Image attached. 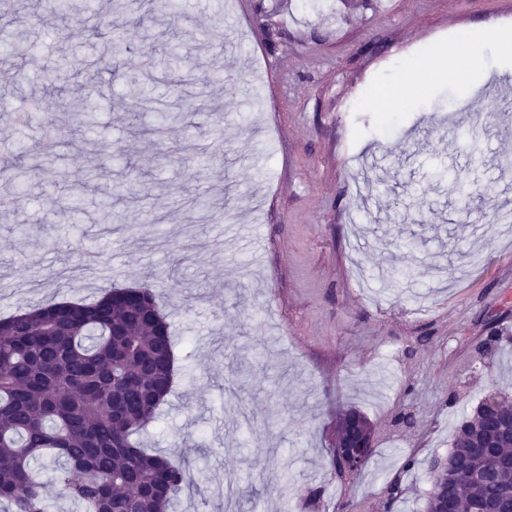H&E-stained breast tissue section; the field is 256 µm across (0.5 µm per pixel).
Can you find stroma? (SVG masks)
<instances>
[{
    "label": "stroma",
    "instance_id": "35a3bbf8",
    "mask_svg": "<svg viewBox=\"0 0 512 512\" xmlns=\"http://www.w3.org/2000/svg\"><path fill=\"white\" fill-rule=\"evenodd\" d=\"M98 27L154 59L179 54L185 114L163 137L134 112L141 51L89 70L77 13L43 26L0 0L24 50L0 141L38 169L0 176V318L150 281L174 337L171 391L142 442L190 481L174 512H425L433 457L490 392L512 399V56L493 45L466 80L407 81L437 41L512 26L501 0H94ZM67 81L61 96L45 87ZM475 100L477 127L451 120ZM92 125L59 132L69 106ZM97 184L81 174L99 154ZM71 178L51 182L46 173ZM139 182L130 197V182ZM203 193L211 209L185 210ZM111 204L119 221L101 220ZM374 427V453L337 474L336 420ZM399 495L390 498V485Z\"/></svg>",
    "mask_w": 512,
    "mask_h": 512
}]
</instances>
